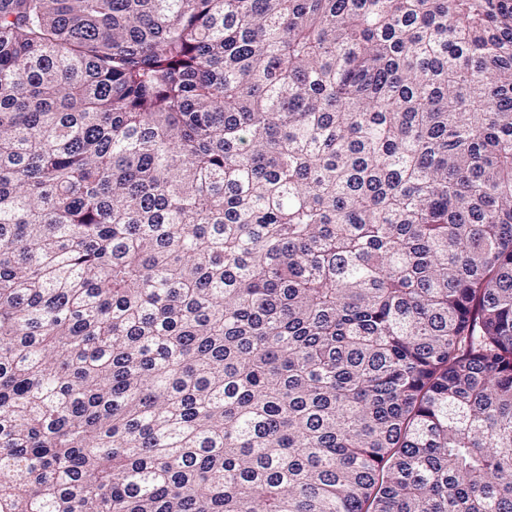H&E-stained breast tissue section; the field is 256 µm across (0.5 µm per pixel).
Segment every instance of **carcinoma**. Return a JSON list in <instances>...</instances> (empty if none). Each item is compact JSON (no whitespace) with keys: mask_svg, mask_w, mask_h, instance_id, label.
Returning <instances> with one entry per match:
<instances>
[{"mask_svg":"<svg viewBox=\"0 0 512 512\" xmlns=\"http://www.w3.org/2000/svg\"><path fill=\"white\" fill-rule=\"evenodd\" d=\"M0 512H512V0H0Z\"/></svg>","mask_w":512,"mask_h":512,"instance_id":"1","label":"carcinoma"}]
</instances>
